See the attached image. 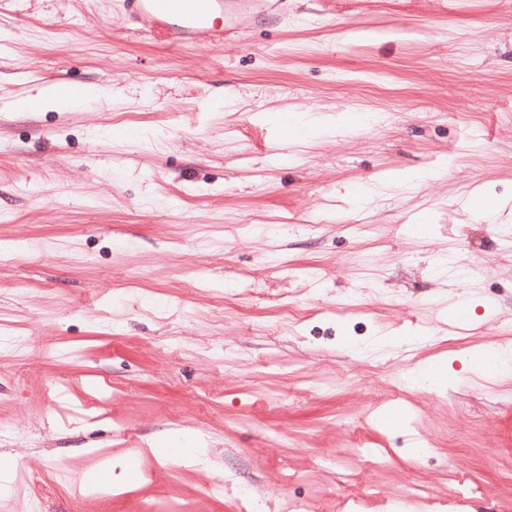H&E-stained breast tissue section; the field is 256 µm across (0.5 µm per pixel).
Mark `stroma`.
<instances>
[{"label":"stroma","mask_w":512,"mask_h":512,"mask_svg":"<svg viewBox=\"0 0 512 512\" xmlns=\"http://www.w3.org/2000/svg\"><path fill=\"white\" fill-rule=\"evenodd\" d=\"M60 77L106 95L0 112V336L26 341L0 348V512H512V378L471 357L512 337V251L474 216L512 206V0H248L218 50L116 0H0V102ZM305 112L347 129L294 145ZM426 360L443 391L403 382ZM425 176L423 172L392 170L387 173V178L380 180V182L385 187L406 192L416 189Z\"/></svg>","instance_id":"obj_1"}]
</instances>
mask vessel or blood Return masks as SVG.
Listing matches in <instances>:
<instances>
[{"label":"vessel or blood","mask_w":512,"mask_h":512,"mask_svg":"<svg viewBox=\"0 0 512 512\" xmlns=\"http://www.w3.org/2000/svg\"><path fill=\"white\" fill-rule=\"evenodd\" d=\"M131 23L171 46L194 44L223 48L231 29L228 16L242 0H118Z\"/></svg>","instance_id":"1"}]
</instances>
